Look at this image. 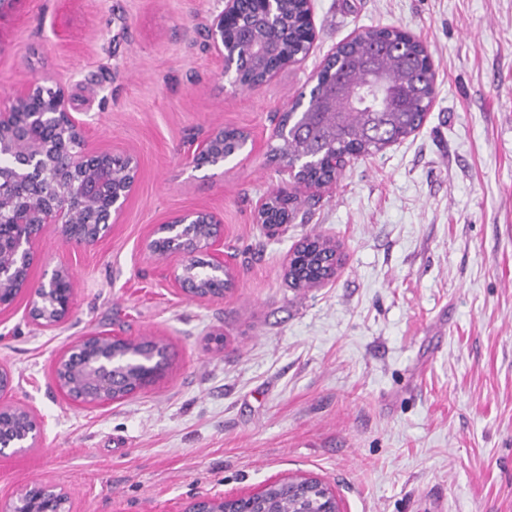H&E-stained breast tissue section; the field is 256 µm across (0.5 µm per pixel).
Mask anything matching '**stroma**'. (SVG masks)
<instances>
[{
  "instance_id": "35a3bbf8",
  "label": "stroma",
  "mask_w": 512,
  "mask_h": 512,
  "mask_svg": "<svg viewBox=\"0 0 512 512\" xmlns=\"http://www.w3.org/2000/svg\"><path fill=\"white\" fill-rule=\"evenodd\" d=\"M316 42L251 90L232 84L209 27L224 0H12L0 10V107L38 77L61 82L87 149H125L137 186L92 245L49 230L30 282L67 265L74 309L44 329L25 301L0 312V365L44 422L38 447L0 460V501L26 482L65 487L75 512H185L277 475L308 473L343 512H512V0H311ZM396 27L427 46L436 94L419 130L351 162L334 189L303 188L267 233L258 202L287 174L275 129L350 34ZM256 147L195 167L215 130ZM224 222L236 285L176 294V257L143 249L187 210ZM343 265L316 288L285 276L307 236ZM107 331L163 338L149 389L104 406L69 402L56 357Z\"/></svg>"
}]
</instances>
